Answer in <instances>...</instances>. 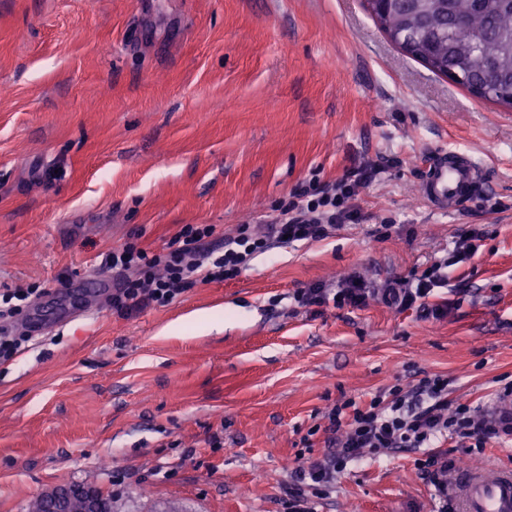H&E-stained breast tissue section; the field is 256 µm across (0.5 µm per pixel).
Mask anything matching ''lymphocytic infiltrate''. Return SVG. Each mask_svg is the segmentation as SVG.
<instances>
[{
    "label": "lymphocytic infiltrate",
    "instance_id": "f902f5d3",
    "mask_svg": "<svg viewBox=\"0 0 512 512\" xmlns=\"http://www.w3.org/2000/svg\"><path fill=\"white\" fill-rule=\"evenodd\" d=\"M376 171L362 167L334 182H313L293 193L277 215L266 223L264 234L251 225H238L235 234L223 244H211L214 228L209 224H187L166 252L152 253L128 241L104 254L102 264L112 274V307L130 313L142 307L165 306L193 284L221 282L237 276L272 243L286 240L318 241L342 222L360 220L351 201L355 189L371 181ZM479 233L469 231L456 241L448 258L431 265L421 276L402 280L382 289L381 298L389 305L406 309L417 307L425 317L444 314L443 306L431 303L434 289L447 286L445 268L471 259L478 251ZM369 290L358 278L341 282L336 291L323 284L298 289L295 301L302 306L334 303L359 307L366 303ZM32 290L0 293V361L12 359L23 339L12 335L9 318L32 302ZM452 381L443 375L427 376L410 387H393L379 392L367 406L348 400L324 415L322 431L326 452L306 459L294 472L288 490V512H314V495L324 493L348 463L368 453L384 450L422 448L431 440L447 435L473 448L512 436V427L501 426L481 414L479 408L450 400Z\"/></svg>",
    "mask_w": 512,
    "mask_h": 512
}]
</instances>
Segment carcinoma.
<instances>
[{
    "mask_svg": "<svg viewBox=\"0 0 512 512\" xmlns=\"http://www.w3.org/2000/svg\"><path fill=\"white\" fill-rule=\"evenodd\" d=\"M417 2L376 6L381 28L408 39L413 59L435 74L455 73V82L464 87L486 84L480 65L495 60L502 78L487 84L489 99L512 107V0H452L446 12L436 0H425L423 13Z\"/></svg>",
    "mask_w": 512,
    "mask_h": 512,
    "instance_id": "obj_1",
    "label": "carcinoma"
}]
</instances>
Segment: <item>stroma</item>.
<instances>
[{"label": "stroma", "mask_w": 512, "mask_h": 512, "mask_svg": "<svg viewBox=\"0 0 512 512\" xmlns=\"http://www.w3.org/2000/svg\"><path fill=\"white\" fill-rule=\"evenodd\" d=\"M0 86V291L106 279L104 253L133 237L162 251L185 224L220 244L312 179L378 170L361 221L164 307L95 300L0 362V512L64 483L114 512H286L337 403L438 374L487 411L512 382V107L404 53L364 0H0ZM445 148L481 170L450 216L419 191ZM474 227L477 253L432 297L440 318L292 300L422 273ZM431 450L512 464L510 440L441 436L350 464L317 512H434L417 466ZM331 288L323 284H313L307 288H300L294 294V300L301 306L325 305L330 301Z\"/></svg>", "instance_id": "1"}]
</instances>
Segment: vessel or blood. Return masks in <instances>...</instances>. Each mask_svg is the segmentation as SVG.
I'll return each mask as SVG.
<instances>
[{
    "label": "vessel or blood",
    "mask_w": 512,
    "mask_h": 512,
    "mask_svg": "<svg viewBox=\"0 0 512 512\" xmlns=\"http://www.w3.org/2000/svg\"><path fill=\"white\" fill-rule=\"evenodd\" d=\"M478 187L476 162L468 155L443 149L429 160L420 194L435 209L454 212ZM451 485L448 512H512V466L459 469Z\"/></svg>",
    "instance_id": "1"
}]
</instances>
